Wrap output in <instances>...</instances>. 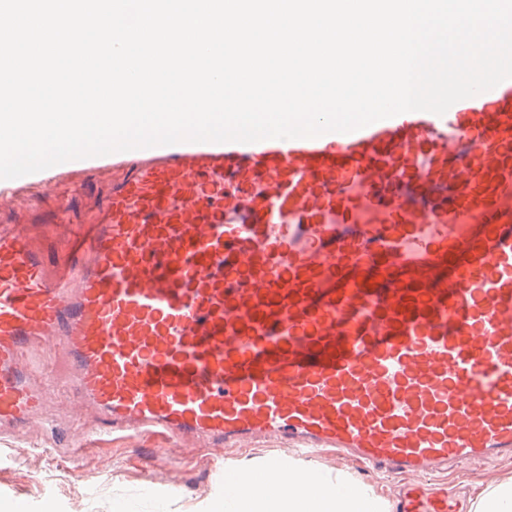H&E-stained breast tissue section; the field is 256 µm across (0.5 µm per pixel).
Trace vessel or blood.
Masks as SVG:
<instances>
[{"label": "vessel or blood", "mask_w": 512, "mask_h": 512, "mask_svg": "<svg viewBox=\"0 0 512 512\" xmlns=\"http://www.w3.org/2000/svg\"><path fill=\"white\" fill-rule=\"evenodd\" d=\"M491 98L511 104L512 79L444 117L404 112L349 134L393 144L412 130L447 147V223L284 224L283 248L246 252L251 277L236 288L226 242L267 231L225 223V159L331 163L332 138L144 148L63 239L0 229V433L39 421L43 355L59 353L73 410L94 412L98 433L330 449L404 477L400 512H457L429 479L512 459V153L499 151L512 112L486 111ZM261 465L285 482L242 471L231 489L320 481L275 456Z\"/></svg>", "instance_id": "b4317fda"}]
</instances>
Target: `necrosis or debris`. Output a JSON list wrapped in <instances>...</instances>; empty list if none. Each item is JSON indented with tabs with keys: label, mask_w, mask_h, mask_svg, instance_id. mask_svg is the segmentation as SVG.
<instances>
[{
	"label": "necrosis or debris",
	"mask_w": 512,
	"mask_h": 512,
	"mask_svg": "<svg viewBox=\"0 0 512 512\" xmlns=\"http://www.w3.org/2000/svg\"><path fill=\"white\" fill-rule=\"evenodd\" d=\"M448 150L428 135L366 154L351 142L336 147L330 170L291 160L276 168L247 158L224 167V221L228 224H334L340 206L357 224H429L448 221Z\"/></svg>",
	"instance_id": "4bbe7bcc"
}]
</instances>
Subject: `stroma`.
<instances>
[{"mask_svg":"<svg viewBox=\"0 0 512 512\" xmlns=\"http://www.w3.org/2000/svg\"><path fill=\"white\" fill-rule=\"evenodd\" d=\"M132 172L128 164L101 174L74 172L55 185L29 188L0 212V222H33L43 225L46 238H61L67 222L91 218L110 189ZM62 411L60 396H52L51 424L36 425L21 439L0 438V512H12L18 502L24 503V512H216L224 501L212 490L217 467L235 472L263 456L286 452L282 446H260L235 453L223 463L218 455L175 446L159 462L149 453L161 447V440L132 434L106 441L88 439L84 453L77 455L72 440L90 431L91 425L82 419L63 418ZM308 465L367 488L374 500L395 512L397 501L389 479L371 477L331 455L316 456ZM501 483H512V462L464 466L455 477L437 481L436 486L448 489L469 508L483 490Z\"/></svg>","mask_w":512,"mask_h":512,"instance_id":"stroma-1","label":"stroma"}]
</instances>
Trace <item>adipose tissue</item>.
I'll use <instances>...</instances> for the list:
<instances>
[{"mask_svg": "<svg viewBox=\"0 0 512 512\" xmlns=\"http://www.w3.org/2000/svg\"><path fill=\"white\" fill-rule=\"evenodd\" d=\"M224 512H381L364 490L342 493L330 486L297 494H240L225 498Z\"/></svg>", "mask_w": 512, "mask_h": 512, "instance_id": "1", "label": "adipose tissue"}]
</instances>
